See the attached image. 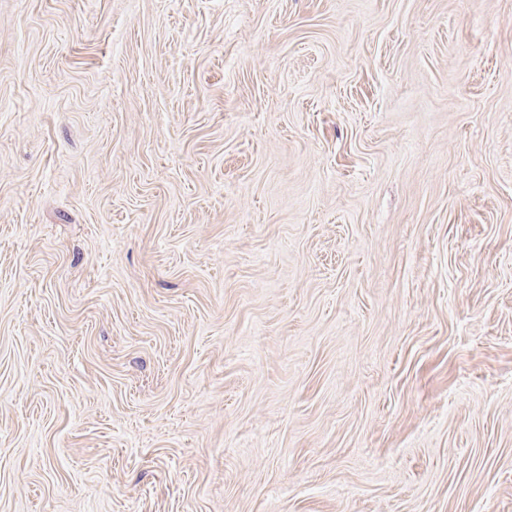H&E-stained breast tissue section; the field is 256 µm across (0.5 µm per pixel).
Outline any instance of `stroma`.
I'll list each match as a JSON object with an SVG mask.
<instances>
[{"label":"stroma","mask_w":512,"mask_h":512,"mask_svg":"<svg viewBox=\"0 0 512 512\" xmlns=\"http://www.w3.org/2000/svg\"><path fill=\"white\" fill-rule=\"evenodd\" d=\"M0 512H512V0H0Z\"/></svg>","instance_id":"1"}]
</instances>
